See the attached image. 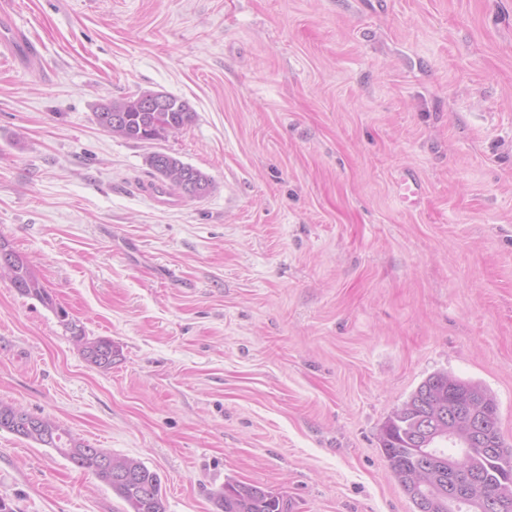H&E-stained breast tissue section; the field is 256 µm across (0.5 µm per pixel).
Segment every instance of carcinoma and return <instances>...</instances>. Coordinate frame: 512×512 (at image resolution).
Masks as SVG:
<instances>
[{"mask_svg":"<svg viewBox=\"0 0 512 512\" xmlns=\"http://www.w3.org/2000/svg\"><path fill=\"white\" fill-rule=\"evenodd\" d=\"M153 94L146 90L128 97L109 101L110 112H94L95 121L104 131L126 141L146 142L166 138L169 132H178L189 126L195 119V112L188 102L173 95H165L167 106L163 112H149L141 100ZM119 113L123 119L112 123V115ZM148 166L159 176L161 183L170 186L184 197L201 198L212 186L211 178L202 171L182 162L165 152H153L146 158ZM8 255L7 265L0 264V276L6 277L23 296L33 297L48 307H53L51 295L42 284L37 272L28 261L0 238V254ZM60 322L70 332L75 343L81 348L84 359L100 370L112 369V340L106 337L90 338L82 327L70 324L68 314L57 312ZM436 374L428 376L411 394L403 406L389 418L382 437L383 453L389 467L411 500H416L410 486V470L416 466L417 453L407 447L406 434L416 421L425 414L437 417L448 410V400L465 402L475 396H483L488 404L492 426L483 446L471 449L466 462L460 465L459 475H479L481 482L478 492L486 499L500 504L498 512H512V451L505 456V463L492 459L488 448H503L499 427L498 405L481 385L448 376L451 390L437 391L431 385ZM18 408L0 401V430H6L20 438L55 449L76 467L92 473L109 486L129 507V512H166V500L158 473L144 464L128 458L119 459L125 469L118 475L101 467L98 453L87 448L85 441L74 437L50 419L43 427L23 431L16 424ZM467 433V425L460 423L456 437L439 449V456L431 460L432 470L437 474L435 492L443 500V507L436 512H448V457L459 449L460 440ZM217 512H288L283 498L271 490L255 484L228 482L224 488L213 494Z\"/></svg>","mask_w":512,"mask_h":512,"instance_id":"carcinoma-1","label":"carcinoma"}]
</instances>
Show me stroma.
Returning <instances> with one entry per match:
<instances>
[{
  "mask_svg": "<svg viewBox=\"0 0 512 512\" xmlns=\"http://www.w3.org/2000/svg\"><path fill=\"white\" fill-rule=\"evenodd\" d=\"M0 401L159 474L167 512L225 482L288 512H414L382 452L429 375L479 383L512 447V0H11ZM145 90L194 122L131 142L96 107ZM212 180L156 204L148 154ZM418 200L401 198L404 176ZM64 309L107 337L89 365ZM15 512H128L0 430ZM8 254L7 266L0 259V276L7 277L13 288L23 296L33 297L47 307L53 308L51 295L42 284L37 272L28 261L17 253L8 243L0 238V254ZM60 322L67 331L70 332L75 343L81 348L84 359L91 365L100 370L107 371L112 367V341L106 337L89 338L86 336L82 327L73 323L71 326L68 320V314L63 310H58Z\"/></svg>",
  "mask_w": 512,
  "mask_h": 512,
  "instance_id": "stroma-1",
  "label": "stroma"
}]
</instances>
